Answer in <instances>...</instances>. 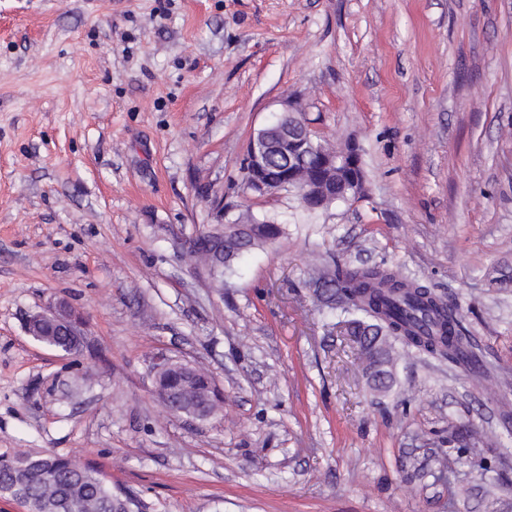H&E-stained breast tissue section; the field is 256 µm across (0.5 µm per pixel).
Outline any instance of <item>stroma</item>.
Masks as SVG:
<instances>
[{
    "label": "stroma",
    "instance_id": "35a3bbf8",
    "mask_svg": "<svg viewBox=\"0 0 512 512\" xmlns=\"http://www.w3.org/2000/svg\"><path fill=\"white\" fill-rule=\"evenodd\" d=\"M354 144L360 197L246 192L280 101ZM283 228L223 282L187 241ZM377 267L458 307L480 374L393 344L313 276ZM57 297L81 351L33 341ZM206 372L208 420L158 368ZM73 456L131 512H512V0H0V453ZM216 214L219 218V222L216 225H205V228L199 231L194 237L189 239L187 242V249L189 251L190 246L195 247L196 250L191 251V255L196 258L200 264H205L208 261L213 262V259L217 263H224L222 267L210 268L208 266H200V271L208 274L209 276L224 275V270L231 267L235 259H229V255H225L224 258V238H236L241 237L242 228L235 224H249L253 230V249L259 246L266 245L275 239H277L283 232L280 224H276L269 218L258 219L255 216L248 214L246 216H240L234 219V224H227L224 234V203L222 200L215 202ZM210 226V227H206ZM208 232L221 236V238L212 237ZM213 243H218L221 247L214 249L211 255L204 250L198 249L203 247H211ZM210 276V277H212ZM169 368H175L183 380L191 376L194 370L193 367L186 364L179 363L173 365L172 363H166L161 367L160 372ZM181 378L180 383H183ZM157 394L164 402L167 410L175 417H186L190 420L204 421L212 416L209 407L213 413L218 408L216 403L210 406L207 400L201 404L199 399L193 395L184 383L179 391L171 388H162L159 377L157 382Z\"/></svg>",
    "mask_w": 512,
    "mask_h": 512
}]
</instances>
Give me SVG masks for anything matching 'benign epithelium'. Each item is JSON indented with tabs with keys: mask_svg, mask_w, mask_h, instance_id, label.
<instances>
[{
	"mask_svg": "<svg viewBox=\"0 0 512 512\" xmlns=\"http://www.w3.org/2000/svg\"><path fill=\"white\" fill-rule=\"evenodd\" d=\"M279 119L282 120L279 131L274 138H269L260 130L248 145L245 173L247 189L260 196L277 192H290L296 185L301 186L300 196L304 205L310 209H319L336 202V193L328 186V179L302 181L303 169L313 164L332 174L341 169L354 190V195L361 194L364 183L357 149L347 147L340 150L325 151L314 140L311 129L302 120L300 109L296 104L285 100L280 103ZM278 153L284 156L288 165V180L280 181L275 177L271 167V156ZM215 209L220 222L206 227L189 239L187 246L195 248L211 247L218 243L220 247L211 252L217 263L224 261L223 241L226 238L241 236L242 228L235 224L224 225V203L215 202ZM84 317L69 306L66 300L58 299L50 303L42 312L33 314L26 323V332L31 338L47 344L46 337L58 334L70 336L74 340L73 348L80 347L84 338ZM157 394L167 410L175 417L204 421L211 417L209 402H200L184 386L180 390L157 386Z\"/></svg>",
	"mask_w": 512,
	"mask_h": 512,
	"instance_id": "1",
	"label": "benign epithelium"
}]
</instances>
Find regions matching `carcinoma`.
<instances>
[{
    "instance_id": "1",
    "label": "carcinoma",
    "mask_w": 512,
    "mask_h": 512,
    "mask_svg": "<svg viewBox=\"0 0 512 512\" xmlns=\"http://www.w3.org/2000/svg\"><path fill=\"white\" fill-rule=\"evenodd\" d=\"M234 223L251 225L255 247L282 234L281 226L269 218L248 214ZM316 281L327 289L328 301L362 315L349 320L347 332L371 337L364 347L368 360L389 363L377 338L391 336L419 353L471 369L478 365L467 337L459 333L455 308L427 287L376 268L351 269L338 262L326 265ZM0 497L27 509L33 505L38 512H61L66 501L74 503L78 512H128L129 508L93 468L79 469L71 457L38 452L15 454L11 465L0 467Z\"/></svg>"
}]
</instances>
